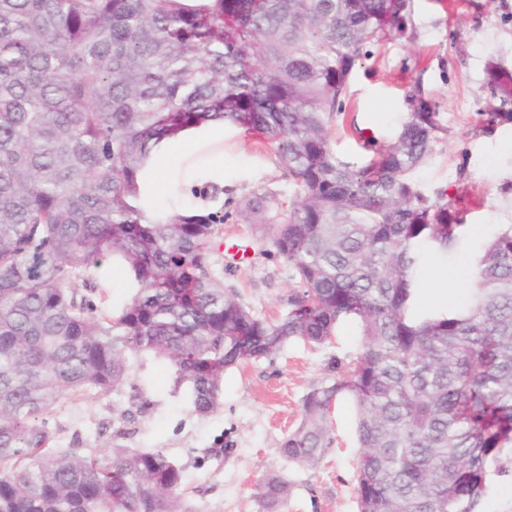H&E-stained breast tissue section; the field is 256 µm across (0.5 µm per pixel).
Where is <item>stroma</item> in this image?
Masks as SVG:
<instances>
[{"label":"stroma","mask_w":512,"mask_h":512,"mask_svg":"<svg viewBox=\"0 0 512 512\" xmlns=\"http://www.w3.org/2000/svg\"><path fill=\"white\" fill-rule=\"evenodd\" d=\"M406 35L373 46L349 79L344 121L334 123L331 146L340 158L362 162L360 138L393 141L421 90L443 126L413 173L429 196L444 190L483 204L466 214L455 251L426 249L417 272V301L442 294L439 310L460 306L474 286L473 261L499 225L512 224V124L487 125L486 70L512 71V0H411ZM268 193L269 213H285L292 189L270 149L253 135L225 127L224 181L208 192L205 209L223 215L215 237L214 275L253 314L280 319L293 292L288 265L269 250L264 231L239 207L253 193ZM87 296L101 312L128 303L136 286L121 262L105 260ZM354 324L341 325L321 347L293 341L277 353L225 370L218 406L199 415L174 392L162 361L133 362L127 385L89 395H67L52 413L56 447L101 451L138 448L165 453L182 471L187 512H263L258 492L272 475L289 481L279 512H357L359 458L356 411L340 400L332 411L330 443L320 461L296 465L281 456V441L302 418V400L336 376L334 362L360 346Z\"/></svg>","instance_id":"stroma-1"}]
</instances>
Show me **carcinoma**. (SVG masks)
<instances>
[{
  "instance_id": "cac0c4a2",
  "label": "carcinoma",
  "mask_w": 512,
  "mask_h": 512,
  "mask_svg": "<svg viewBox=\"0 0 512 512\" xmlns=\"http://www.w3.org/2000/svg\"><path fill=\"white\" fill-rule=\"evenodd\" d=\"M410 0H0V512H182L181 470L159 450L55 448L65 394L123 386L131 360L174 371L211 412L224 371L339 325L361 347L303 398L280 444L314 465L336 403L357 410L358 512H484L512 483V224L482 247L460 310L419 313L422 247L455 248L458 198L412 174L443 131L416 89L396 139L340 159L330 129L365 47L403 35ZM488 124L512 123V72L487 71ZM221 119L260 134L292 185L264 218L298 291L252 314L210 271L224 217L141 196L152 147ZM112 256L137 285L111 315L93 289ZM290 492L269 478L276 512Z\"/></svg>"
}]
</instances>
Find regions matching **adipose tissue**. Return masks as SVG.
<instances>
[{
  "mask_svg": "<svg viewBox=\"0 0 512 512\" xmlns=\"http://www.w3.org/2000/svg\"><path fill=\"white\" fill-rule=\"evenodd\" d=\"M224 141V124L215 121L204 126L185 130L175 138H166L154 146L142 177V185L151 196L165 192L173 183H181L185 191L202 187L204 182H218L224 178V154L217 151V144ZM214 147L211 164L206 174L179 176V164L188 150Z\"/></svg>",
  "mask_w": 512,
  "mask_h": 512,
  "instance_id": "ef3b65f1",
  "label": "adipose tissue"
}]
</instances>
